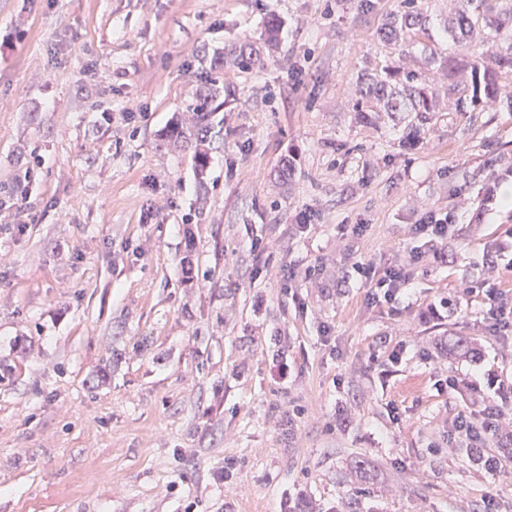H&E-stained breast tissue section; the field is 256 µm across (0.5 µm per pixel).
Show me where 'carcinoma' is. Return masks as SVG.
<instances>
[{"instance_id": "carcinoma-1", "label": "carcinoma", "mask_w": 512, "mask_h": 512, "mask_svg": "<svg viewBox=\"0 0 512 512\" xmlns=\"http://www.w3.org/2000/svg\"><path fill=\"white\" fill-rule=\"evenodd\" d=\"M435 19L420 0H401L380 29L379 39L405 54L415 42L422 44L421 56L425 71L440 74L444 89L427 83L424 71L385 63L365 72L354 98L352 111L359 122L377 126L390 123L402 131L407 145L416 144L428 123L448 106V98L457 96V105L467 99L472 104L498 97L501 76L512 72V0H452V7L443 21V31L453 45L466 48L464 53H445L432 44ZM281 21L272 16L267 21L262 41L244 42L224 49L220 67L247 71L264 64V58L279 41ZM491 30L501 36L507 46L495 52L481 47V35ZM225 86L215 80L196 93L187 116L174 123L161 138L162 145L195 149L197 167L204 168L208 159L201 145L212 130V117L224 103ZM295 172L294 157L285 154L275 172L276 180L288 184ZM448 357L470 358L477 355V343L462 333H448L444 339ZM374 462L357 456L350 462L353 493L334 512H364L374 497Z\"/></svg>"}]
</instances>
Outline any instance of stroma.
I'll list each match as a JSON object with an SVG mask.
<instances>
[{
    "label": "stroma",
    "instance_id": "obj_1",
    "mask_svg": "<svg viewBox=\"0 0 512 512\" xmlns=\"http://www.w3.org/2000/svg\"><path fill=\"white\" fill-rule=\"evenodd\" d=\"M398 2L0 0V512H330L360 454L375 512H512V460L448 446L458 413L512 402L485 318L487 289L512 304V76L413 147L357 122ZM273 15L206 168L160 148ZM430 206L457 213L448 244L411 235ZM360 262L407 273L395 303ZM450 329L479 357L437 353ZM281 21L272 16L267 21L262 41L244 42L224 49V59L218 61L219 68L247 71L264 64V58L279 41Z\"/></svg>",
    "mask_w": 512,
    "mask_h": 512
}]
</instances>
